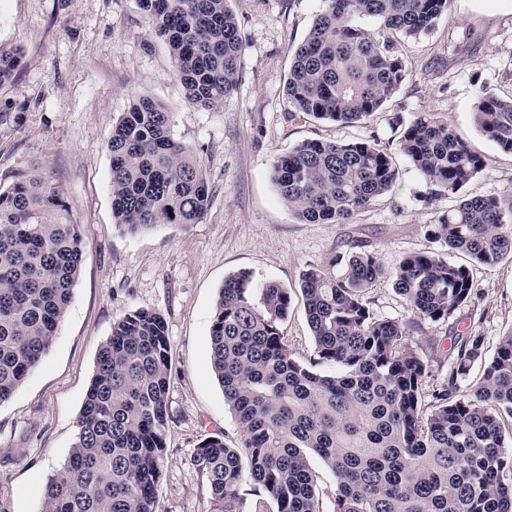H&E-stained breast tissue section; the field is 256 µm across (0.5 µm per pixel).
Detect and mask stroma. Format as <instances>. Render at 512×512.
Masks as SVG:
<instances>
[{
  "instance_id": "obj_1",
  "label": "stroma",
  "mask_w": 512,
  "mask_h": 512,
  "mask_svg": "<svg viewBox=\"0 0 512 512\" xmlns=\"http://www.w3.org/2000/svg\"><path fill=\"white\" fill-rule=\"evenodd\" d=\"M243 49L236 91L222 109L186 102L169 51L150 31L137 0H0V45L22 50L0 88V183L31 165L63 187L82 226L83 261L52 345L0 404V512H41L42 492L69 454L101 347L112 325L136 309L163 314L172 346L167 453L155 512H208L209 489L193 456L210 437L237 445L240 431L210 368L214 306L225 278L240 270L288 288L283 331L296 359L309 362L314 341L300 279L336 254L374 252L386 268L406 255L438 251L426 235L459 196L425 205L427 186L397 154L405 125L428 112L448 121L485 168L461 196L498 193L512 184V154L479 130V88L512 97V0H452L435 28L402 38L411 71L367 120L340 124L290 118L285 83L294 49L321 0H227ZM148 95L174 114L173 134L201 161L212 195L197 224H164L131 235L115 224L108 140L133 98ZM304 139L378 140L395 150L397 182L348 224H303L272 181V165ZM449 262L474 275L470 301L449 320L424 324L410 340L428 367L424 404L446 383L459 335L479 333L494 353L512 331V259L480 264L468 254ZM382 318L412 320L391 280L365 296Z\"/></svg>"
}]
</instances>
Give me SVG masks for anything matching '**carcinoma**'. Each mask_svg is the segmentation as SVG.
<instances>
[{"label":"carcinoma","mask_w":512,"mask_h":512,"mask_svg":"<svg viewBox=\"0 0 512 512\" xmlns=\"http://www.w3.org/2000/svg\"><path fill=\"white\" fill-rule=\"evenodd\" d=\"M227 0H138L152 32L168 45L186 101L216 110L237 86L242 52ZM297 46L286 82L290 117L355 123L380 111L405 81L409 64L396 37L431 31L451 0H322ZM374 17L380 28L359 23ZM0 46V85L21 63ZM475 120L512 153V99L485 88ZM173 113L148 96L112 125L115 224L139 233L162 224H197L210 201L196 156L173 135ZM399 151L424 177L426 205L461 188L485 167L448 124L423 113ZM398 177L378 141L305 139L273 164L288 210L304 224H348L389 193ZM442 250L479 263L512 257V187L462 197L427 225ZM83 259L80 225L64 192L37 169L0 185V404L49 350ZM302 274L315 343L305 365L288 349L282 324L292 297L252 272L224 280L210 333L211 370L241 439L214 437L194 457L209 488V512H242L251 481L276 512H320L308 461L317 456L336 479L334 512H512V332L483 361L484 337L459 340L448 382L423 404L427 367L409 342L412 323L379 318L365 291L385 271L373 252L335 255ZM411 313L447 320L470 299L472 271L433 252L405 256L391 274ZM172 348L163 315L137 309L112 326L77 420L75 441L43 494V512H154L166 455ZM483 363L478 382H458ZM322 365L334 367L322 372Z\"/></svg>","instance_id":"cac0c4a2"}]
</instances>
